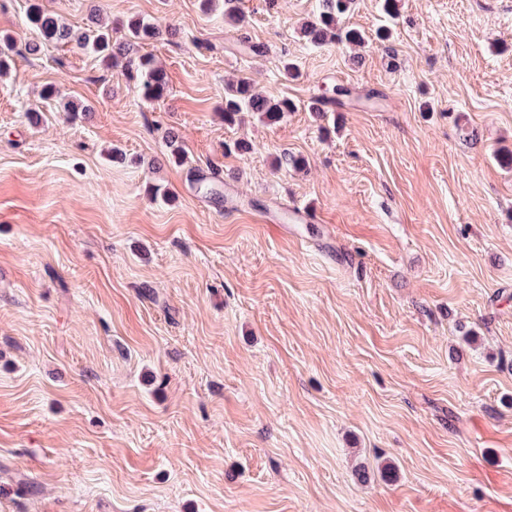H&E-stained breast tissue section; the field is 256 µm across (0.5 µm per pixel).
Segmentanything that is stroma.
Segmentation results:
<instances>
[{"label":"stroma","mask_w":512,"mask_h":512,"mask_svg":"<svg viewBox=\"0 0 512 512\" xmlns=\"http://www.w3.org/2000/svg\"><path fill=\"white\" fill-rule=\"evenodd\" d=\"M34 3L153 23L166 96ZM238 6L0 0V512H512V0H356L321 48L317 0ZM238 76L295 111L225 124Z\"/></svg>","instance_id":"35a3bbf8"}]
</instances>
